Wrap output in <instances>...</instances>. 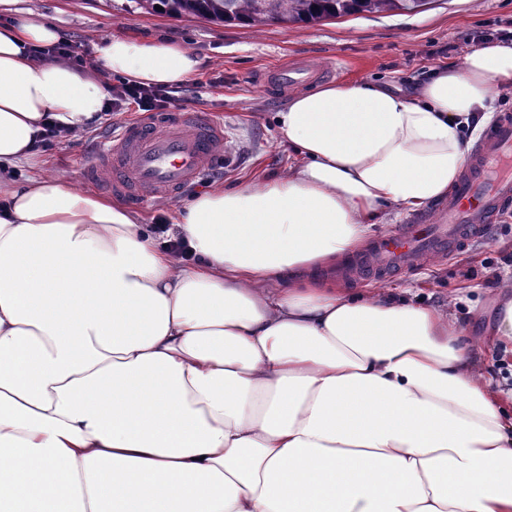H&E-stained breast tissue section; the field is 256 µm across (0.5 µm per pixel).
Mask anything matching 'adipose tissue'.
<instances>
[{"instance_id":"ef3b65f1","label":"adipose tissue","mask_w":512,"mask_h":512,"mask_svg":"<svg viewBox=\"0 0 512 512\" xmlns=\"http://www.w3.org/2000/svg\"><path fill=\"white\" fill-rule=\"evenodd\" d=\"M0 25V512H512V288L480 344L441 308L320 278L373 225L447 196L512 43L402 92L326 84L277 115L287 172L216 186L167 235L33 163L44 120L83 129L109 73L177 86L171 41L112 36L99 66L36 58Z\"/></svg>"}]
</instances>
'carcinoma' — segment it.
Returning <instances> with one entry per match:
<instances>
[{"mask_svg":"<svg viewBox=\"0 0 512 512\" xmlns=\"http://www.w3.org/2000/svg\"><path fill=\"white\" fill-rule=\"evenodd\" d=\"M148 13L225 23L299 24L383 11L419 12L428 0H135Z\"/></svg>","mask_w":512,"mask_h":512,"instance_id":"obj_1","label":"carcinoma"}]
</instances>
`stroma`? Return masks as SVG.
<instances>
[{
	"label": "stroma",
	"mask_w": 512,
	"mask_h": 512,
	"mask_svg": "<svg viewBox=\"0 0 512 512\" xmlns=\"http://www.w3.org/2000/svg\"><path fill=\"white\" fill-rule=\"evenodd\" d=\"M34 14L60 27L80 45L88 63H95L96 46L113 35L146 41L168 39L191 48L199 72L181 85V105L224 122L237 163L213 178L216 186L281 174L297 156L284 141L277 121L289 98L264 91L256 77L293 58L335 62V83L388 84L406 89L425 72L448 60L461 59L477 44L512 41V0H434L420 13L387 11L324 20L311 24H224L200 19L150 14L134 0H15L0 10V24L17 15ZM94 147L88 134L54 143L45 150L51 173L83 186L82 168ZM512 280V212L454 258L426 257L415 268L385 280L394 295L426 303L447 302L450 294L478 287L473 310H460L472 341H479L493 322L496 288L492 274Z\"/></svg>",
	"instance_id": "1"
}]
</instances>
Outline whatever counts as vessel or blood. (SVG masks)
Listing matches in <instances>:
<instances>
[{"instance_id":"vessel-or-blood-1","label":"vessel or blood","mask_w":512,"mask_h":512,"mask_svg":"<svg viewBox=\"0 0 512 512\" xmlns=\"http://www.w3.org/2000/svg\"><path fill=\"white\" fill-rule=\"evenodd\" d=\"M332 66L296 62L262 81L280 92L331 76ZM236 157L221 122L190 109L157 112L126 124L84 166L85 182L115 196L169 200ZM512 205V113L497 117L462 177L432 215L372 242L337 268L340 279L385 278L429 255H455L481 238Z\"/></svg>"}]
</instances>
